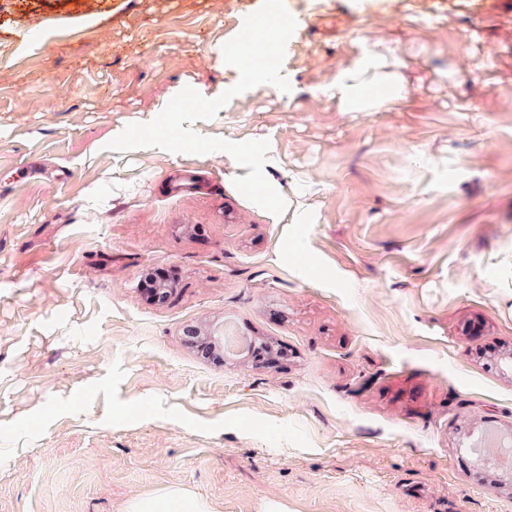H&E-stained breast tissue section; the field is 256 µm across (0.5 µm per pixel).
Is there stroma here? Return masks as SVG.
<instances>
[{"label":"stroma","instance_id":"stroma-1","mask_svg":"<svg viewBox=\"0 0 512 512\" xmlns=\"http://www.w3.org/2000/svg\"><path fill=\"white\" fill-rule=\"evenodd\" d=\"M286 2L300 29L255 66L286 80L258 87L225 49L260 0H0V512L173 485L217 512H512L459 460L512 427L477 358L512 345V0ZM367 53L402 92L354 111L329 88L372 87ZM240 147L307 221L255 203ZM189 326L280 355L206 357Z\"/></svg>","mask_w":512,"mask_h":512}]
</instances>
